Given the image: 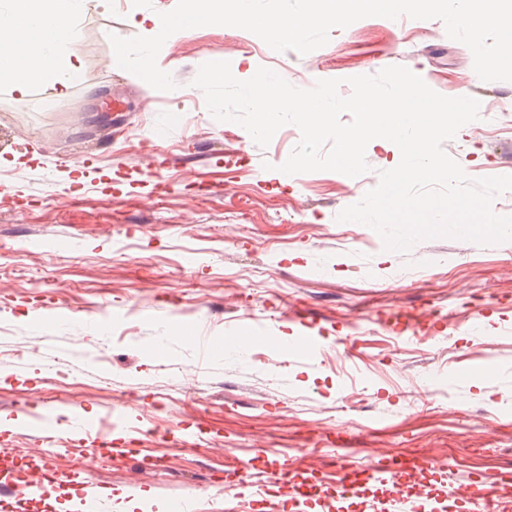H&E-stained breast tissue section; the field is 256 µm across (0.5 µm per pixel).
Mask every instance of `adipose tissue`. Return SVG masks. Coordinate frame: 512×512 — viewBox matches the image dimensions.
<instances>
[{
    "label": "adipose tissue",
    "mask_w": 512,
    "mask_h": 512,
    "mask_svg": "<svg viewBox=\"0 0 512 512\" xmlns=\"http://www.w3.org/2000/svg\"><path fill=\"white\" fill-rule=\"evenodd\" d=\"M12 8L0 15V42L19 45L20 50L0 54V74L10 75L17 91H24L30 78L66 84L77 72L76 64L60 66L64 45L61 30L71 27L88 0H11Z\"/></svg>",
    "instance_id": "adipose-tissue-1"
}]
</instances>
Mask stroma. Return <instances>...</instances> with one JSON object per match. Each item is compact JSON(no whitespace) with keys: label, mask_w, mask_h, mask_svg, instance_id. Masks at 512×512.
Instances as JSON below:
<instances>
[{"label":"stroma","mask_w":512,"mask_h":512,"mask_svg":"<svg viewBox=\"0 0 512 512\" xmlns=\"http://www.w3.org/2000/svg\"><path fill=\"white\" fill-rule=\"evenodd\" d=\"M176 0H91L79 75L55 98L0 85V419L49 410L118 416L113 438L135 441L120 463L91 448L55 458L109 491L150 492L172 507L188 495L211 512L238 507L226 474L248 465L266 479L278 460L298 471L335 470L346 429L350 461L424 453L422 481L512 473V241L480 245L439 237L386 250L372 228L338 221L345 207L395 167L398 148L372 140L369 170L284 175L301 133L286 125L267 147L216 121L198 68L227 61L240 80L266 67L295 87L372 75L399 65L436 92L479 101V118L443 144L471 178L512 176V82L482 81L471 50L441 20L368 17L333 29L301 55L255 34L204 26L171 35L157 64L178 89L158 91L110 66V34L152 36ZM168 158L165 168L153 156ZM449 318L445 334L387 328L414 309ZM313 351L289 350L303 324ZM257 332L265 363L224 350L225 337ZM444 334V335H445ZM493 364L479 383L461 367ZM191 446L180 448V435ZM248 512H327L325 496L301 507L249 495Z\"/></svg>","instance_id":"1"}]
</instances>
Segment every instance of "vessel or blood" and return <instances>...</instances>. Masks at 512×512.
Listing matches in <instances>:
<instances>
[{
    "label": "vessel or blood",
    "instance_id": "b4317fda",
    "mask_svg": "<svg viewBox=\"0 0 512 512\" xmlns=\"http://www.w3.org/2000/svg\"><path fill=\"white\" fill-rule=\"evenodd\" d=\"M386 322L388 326L399 330L407 326L415 331L433 327L431 312L419 310L399 317H387ZM67 435L75 446L95 448L100 454L115 460L125 457L122 449L113 447L110 440L102 437L99 423L73 418ZM430 466L431 462L426 456L413 453L374 460L363 466L339 463L328 508L330 512H341L344 503L356 497L362 501L363 512H424V491L406 493L398 489L397 483L403 478L416 477ZM272 475L273 484L282 497L296 504L315 495L324 481L323 476L312 473L294 475L283 465L274 468ZM372 484L392 486L393 492L382 502L365 499L364 489ZM64 485L73 490L81 512H111L108 497L93 479L76 482L68 472L53 467L39 468L36 475L24 477L19 476L17 468H1L0 512H28L31 503L44 500L50 490ZM511 494L512 483L490 475L470 478L451 488L448 503L453 506L461 501L472 502L481 505L484 512H495L500 499Z\"/></svg>",
    "mask_w": 512,
    "mask_h": 512
}]
</instances>
